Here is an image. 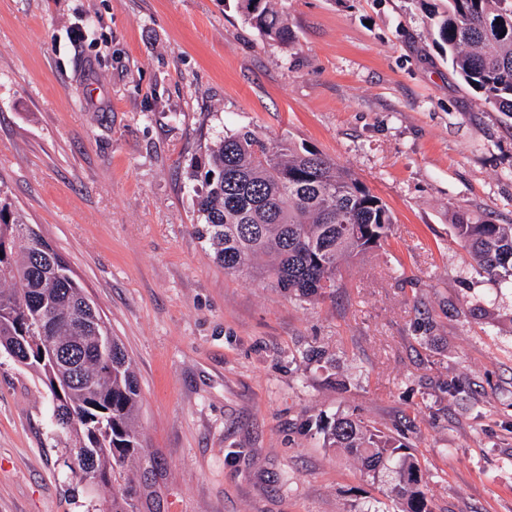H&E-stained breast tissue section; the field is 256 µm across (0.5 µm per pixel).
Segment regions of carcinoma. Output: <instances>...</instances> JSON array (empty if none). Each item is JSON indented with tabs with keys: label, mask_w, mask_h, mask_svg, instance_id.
I'll list each match as a JSON object with an SVG mask.
<instances>
[{
	"label": "carcinoma",
	"mask_w": 512,
	"mask_h": 512,
	"mask_svg": "<svg viewBox=\"0 0 512 512\" xmlns=\"http://www.w3.org/2000/svg\"><path fill=\"white\" fill-rule=\"evenodd\" d=\"M243 20L264 36L292 39L287 20L272 0H234ZM434 34V44L448 58L458 78L494 112L512 116V0H420ZM204 190L197 198L200 238L231 276L249 275L271 287L306 299L336 294L348 259L382 246L393 216L379 197L348 169L308 147L272 145L246 130L225 134L208 149ZM461 246L485 276L512 288V224L453 215ZM42 236L15 216L8 197L0 196V349L33 370L51 397V420L61 436L74 439L68 468L82 479L89 469L83 449H95L98 467L111 480L103 488L112 497L95 512H129L139 489L147 490V512H161L158 458L146 457L136 428L141 395L132 360L113 337L112 368L82 351L75 357L82 379L67 383L58 395L54 377L41 364L42 353L78 335L84 289L69 274L59 254L49 261L39 248ZM43 328L27 349L11 351L14 337ZM324 442L361 460L374 480L398 479L406 512H432L419 489V464L408 445L340 414L320 426Z\"/></svg>",
	"instance_id": "cac0c4a2"
}]
</instances>
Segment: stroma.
Instances as JSON below:
<instances>
[{
  "mask_svg": "<svg viewBox=\"0 0 512 512\" xmlns=\"http://www.w3.org/2000/svg\"><path fill=\"white\" fill-rule=\"evenodd\" d=\"M0 0V193L131 356L164 512H402L328 448L348 412L409 443L434 512H512V291L455 211L512 224V117L434 46L417 0ZM318 150L391 211L332 299L225 274L194 232L208 148ZM462 382L458 393L448 390ZM35 375L0 350V512H94ZM243 20L257 28L264 36L282 42L292 39V32L283 12L275 9L273 0H233ZM253 6V10H250Z\"/></svg>",
  "mask_w": 512,
  "mask_h": 512,
  "instance_id": "35a3bbf8",
  "label": "stroma"
}]
</instances>
